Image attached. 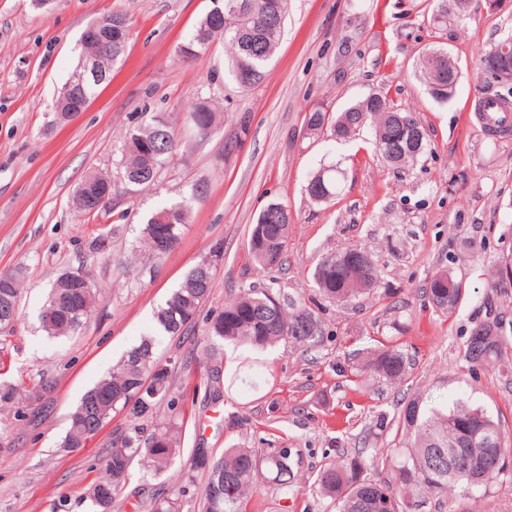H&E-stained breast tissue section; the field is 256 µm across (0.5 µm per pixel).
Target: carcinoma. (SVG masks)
Instances as JSON below:
<instances>
[{
	"label": "carcinoma",
	"mask_w": 512,
	"mask_h": 512,
	"mask_svg": "<svg viewBox=\"0 0 512 512\" xmlns=\"http://www.w3.org/2000/svg\"><path fill=\"white\" fill-rule=\"evenodd\" d=\"M224 42L232 49L230 72L242 88L260 83L280 42L286 15V0H219ZM217 20L206 14L195 33L175 50L182 61H195L205 53L215 37ZM432 24L443 30L451 24L448 0H438L431 15ZM128 23L112 15V51H104L97 42H81V55L96 57L102 75L110 76L112 66L124 54ZM448 49L442 46L424 50L421 67L427 85L442 74V58ZM375 111H365L366 101L355 103L334 114L323 108L309 113L308 129L314 133L328 127L333 135L346 138L363 126L374 130L376 152L397 168L408 166L424 152L404 149L392 154L389 145L403 135V122L417 123L413 112L394 102L384 93H375ZM183 126L199 138L217 132L215 112L203 102L182 116ZM178 148L175 128L168 120L154 116L128 133L120 148V182L131 190L154 181L159 170L168 163ZM344 172L337 163L322 165L307 184L309 197L328 201L338 194ZM104 183L100 175H90L77 190L87 196L80 213L94 215L95 197ZM190 205L179 202L152 212L143 227V240L149 252L158 251L159 242L172 251L178 245L181 229L189 223ZM256 224L265 225L261 245L249 237L252 258L265 268L279 267L287 246L291 216L288 207L272 202L259 214ZM380 278V268L372 255L358 247L323 255L313 271L318 292L330 299L348 301L371 292ZM454 276L443 270L429 283V300L435 309L447 312L461 301L462 289L439 288L440 280ZM213 265L202 259L185 275L182 285L174 290L155 312V328L159 336L169 338L186 335L198 319L212 288ZM18 282L9 274L0 275V331L12 330L17 319ZM100 291L93 283L75 293L72 288L52 286L40 310L41 328L51 337L76 332L91 316ZM206 359L217 363L224 343H245L263 349L289 340L303 346L314 345L321 336V323L314 311L302 301L277 296L274 288H247L237 298L224 303V310L206 318ZM503 336L498 323L476 324L466 341L465 358L473 366L496 360L501 353ZM407 358L396 348L373 354L366 367L384 381L393 384L406 372ZM255 369L249 360L241 362L226 380V390L243 382ZM175 406L171 396L168 370L158 364L155 337H145L120 358L112 369L81 399L70 416L69 428L62 441L64 448H77L96 434L112 418L124 411L128 427L112 440V452L105 460V474L88 493L91 512H108L119 488L132 480L131 464L139 458L143 469L139 480L147 481L163 475L181 462L182 424L176 414L144 430L139 420L161 402ZM399 421L408 432L402 443L384 456L379 449L362 451L343 458L319 471L315 490L336 512H381L382 503L391 500L390 512H420L423 502L408 494L426 491L439 498L452 488L465 492L487 489L489 480L500 471L488 467V459L498 453L512 451L498 423L478 407L458 400L451 407L426 411L413 400L403 408ZM386 467L388 475L368 478L364 472ZM294 454L290 448H241L232 446L224 454L213 457L205 448H197L181 484L150 498L149 512H182L183 497L193 484L192 472L204 468L208 480L200 496V512H247L257 491L271 486L287 496L293 493Z\"/></svg>",
	"instance_id": "carcinoma-1"
}]
</instances>
